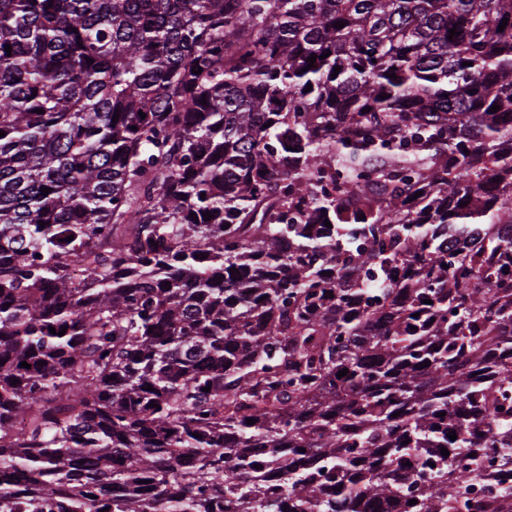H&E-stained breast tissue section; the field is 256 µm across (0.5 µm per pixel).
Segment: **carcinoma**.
Masks as SVG:
<instances>
[{"label": "carcinoma", "mask_w": 512, "mask_h": 512, "mask_svg": "<svg viewBox=\"0 0 512 512\" xmlns=\"http://www.w3.org/2000/svg\"><path fill=\"white\" fill-rule=\"evenodd\" d=\"M0 130V512H512V0H0Z\"/></svg>", "instance_id": "carcinoma-1"}]
</instances>
